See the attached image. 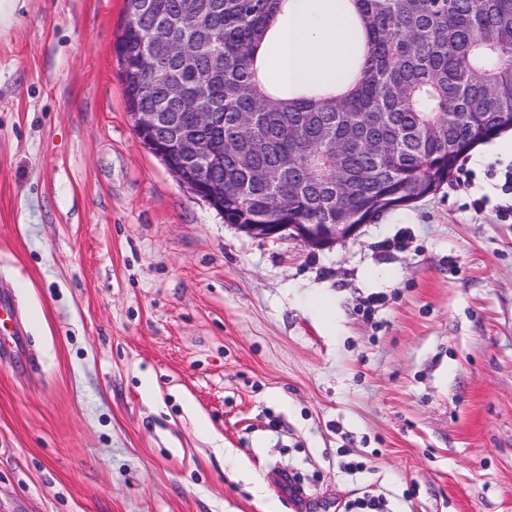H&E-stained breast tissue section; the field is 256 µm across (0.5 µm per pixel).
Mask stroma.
Returning <instances> with one entry per match:
<instances>
[{"label":"stroma","instance_id":"obj_1","mask_svg":"<svg viewBox=\"0 0 512 512\" xmlns=\"http://www.w3.org/2000/svg\"><path fill=\"white\" fill-rule=\"evenodd\" d=\"M124 22L0 32V512H263L250 473L282 512H512V132L331 247L254 238L141 144Z\"/></svg>","mask_w":512,"mask_h":512}]
</instances>
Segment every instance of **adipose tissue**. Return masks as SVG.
I'll use <instances>...</instances> for the list:
<instances>
[{"label": "adipose tissue", "mask_w": 512, "mask_h": 512, "mask_svg": "<svg viewBox=\"0 0 512 512\" xmlns=\"http://www.w3.org/2000/svg\"><path fill=\"white\" fill-rule=\"evenodd\" d=\"M349 0H288L278 38L260 49L258 74L268 84L343 86L355 50Z\"/></svg>", "instance_id": "1"}]
</instances>
